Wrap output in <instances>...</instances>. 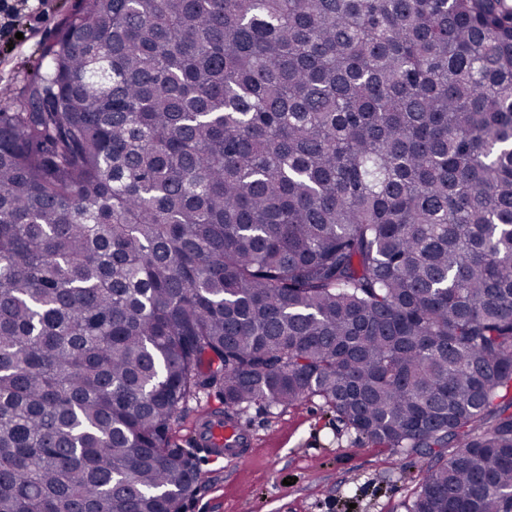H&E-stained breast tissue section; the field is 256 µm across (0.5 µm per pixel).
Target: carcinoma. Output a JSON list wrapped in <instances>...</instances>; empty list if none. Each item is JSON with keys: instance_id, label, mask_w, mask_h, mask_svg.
I'll list each match as a JSON object with an SVG mask.
<instances>
[{"instance_id": "cac0c4a2", "label": "carcinoma", "mask_w": 512, "mask_h": 512, "mask_svg": "<svg viewBox=\"0 0 512 512\" xmlns=\"http://www.w3.org/2000/svg\"><path fill=\"white\" fill-rule=\"evenodd\" d=\"M49 53L0 112V512H181L211 388L512 512L509 0H85ZM221 406L224 407L222 396L216 390L202 394L198 401L190 402L171 426L172 443L179 448H199L193 445L196 426L210 411Z\"/></svg>"}]
</instances>
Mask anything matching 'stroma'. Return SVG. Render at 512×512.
<instances>
[{
  "instance_id": "obj_1",
  "label": "stroma",
  "mask_w": 512,
  "mask_h": 512,
  "mask_svg": "<svg viewBox=\"0 0 512 512\" xmlns=\"http://www.w3.org/2000/svg\"><path fill=\"white\" fill-rule=\"evenodd\" d=\"M80 8L81 0H45L20 12L13 34L0 38V110L12 111L28 78L50 66L48 48ZM221 405L215 390L190 402L171 426L172 443L192 447L196 426ZM241 424L248 461L198 452L200 478L182 512H407L416 494L400 456L358 440L320 399L255 405Z\"/></svg>"
}]
</instances>
